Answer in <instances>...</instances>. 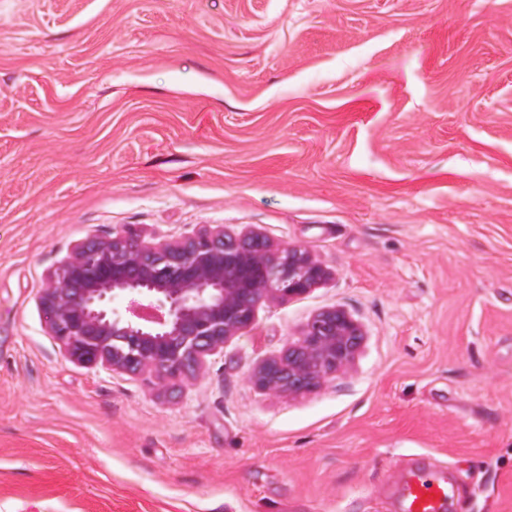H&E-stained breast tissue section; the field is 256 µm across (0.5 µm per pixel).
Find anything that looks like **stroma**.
I'll use <instances>...</instances> for the list:
<instances>
[{
    "instance_id": "stroma-1",
    "label": "stroma",
    "mask_w": 512,
    "mask_h": 512,
    "mask_svg": "<svg viewBox=\"0 0 512 512\" xmlns=\"http://www.w3.org/2000/svg\"><path fill=\"white\" fill-rule=\"evenodd\" d=\"M215 224L330 273L167 390L65 356L73 248ZM346 372L251 380L327 308ZM512 512V0H0V512ZM451 490L444 471L417 465L409 470L402 485L405 512H446ZM425 493L428 498L422 502Z\"/></svg>"
}]
</instances>
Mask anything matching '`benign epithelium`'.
Listing matches in <instances>:
<instances>
[{
  "instance_id": "obj_1",
  "label": "benign epithelium",
  "mask_w": 512,
  "mask_h": 512,
  "mask_svg": "<svg viewBox=\"0 0 512 512\" xmlns=\"http://www.w3.org/2000/svg\"><path fill=\"white\" fill-rule=\"evenodd\" d=\"M327 278L306 249H274L257 233L234 236L220 225L147 242L126 228L77 245L49 274L40 303L71 359L175 385L249 328L265 297L299 296ZM116 296L128 298L125 311L111 307ZM361 341L349 314L323 310L252 379L276 394L313 392L351 363Z\"/></svg>"
}]
</instances>
